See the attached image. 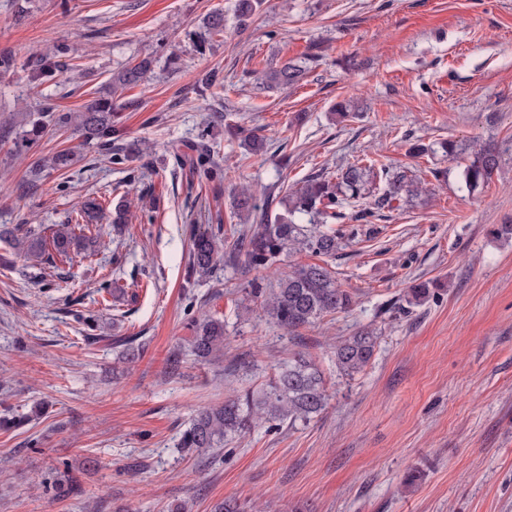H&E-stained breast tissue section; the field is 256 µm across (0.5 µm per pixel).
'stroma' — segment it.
<instances>
[{
	"mask_svg": "<svg viewBox=\"0 0 512 512\" xmlns=\"http://www.w3.org/2000/svg\"><path fill=\"white\" fill-rule=\"evenodd\" d=\"M235 4L0 0V53L13 57L0 71V225L64 224L88 200L131 205L122 229L89 223L50 264L0 239V413L46 404L0 429V512H211L227 498L259 512H512V0H263L244 28ZM214 12L224 34L197 52L190 35ZM58 44L69 48L61 68L33 84V62ZM148 56L140 85L111 91L113 75ZM286 60L306 67L294 88L256 82ZM212 69L224 89L200 96ZM105 95L119 105L113 142L146 153L116 164L85 146L69 170L32 181L36 158L68 142L19 149L26 113ZM343 100L344 118L332 111ZM215 112L259 131L265 148L211 127L220 171L200 180L173 151ZM486 144L500 166L468 192L462 173ZM367 158L408 169L423 191L359 225L335 258L294 251L275 271L235 261L189 277L192 232L246 227L235 188L276 214L311 173ZM324 261L353 296L348 310L290 332L248 295L251 282L272 288ZM429 281V297L409 302ZM206 316L224 322V355L211 362L186 350L191 321ZM365 327L378 336L371 361L340 375L336 341ZM132 347L139 358L121 363ZM300 352L324 375L320 414L217 451L180 448L199 408L265 386ZM66 473L75 493L58 487Z\"/></svg>",
	"mask_w": 512,
	"mask_h": 512,
	"instance_id": "35a3bbf8",
	"label": "stroma"
}]
</instances>
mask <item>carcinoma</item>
I'll use <instances>...</instances> for the list:
<instances>
[{"label": "carcinoma", "mask_w": 512, "mask_h": 512, "mask_svg": "<svg viewBox=\"0 0 512 512\" xmlns=\"http://www.w3.org/2000/svg\"><path fill=\"white\" fill-rule=\"evenodd\" d=\"M262 0H237L236 17L245 26L261 6ZM207 35L195 40L197 50L205 48L208 40L224 34V15L217 13L208 18ZM151 64L144 58L132 63L113 77L114 88L125 89L140 83ZM58 63L52 57H42L32 68V80L41 83L57 71ZM306 68L292 61L261 72L260 80L271 90H285L297 84ZM112 99L94 98L77 112H42L32 121L31 129L24 131L20 142L25 146L35 144L53 127L56 131L72 130L82 137L85 145H96L112 150ZM210 129H204L191 143L174 154L180 168L209 173L210 146L207 142ZM123 153L116 158L121 162L140 156L135 145L114 149ZM79 156L69 148L51 156L41 157L33 163L32 172L39 175L43 169L66 170L76 164ZM500 158L495 149L486 147L475 153V158L464 172L466 186L476 189L491 179L499 168ZM383 181L382 194L371 203L364 202L369 180ZM418 192V185L405 170L383 167L375 170L374 163H352L330 176L325 173L311 175L297 184L285 196L284 211L268 217V209L258 205L254 196L242 189L233 200L239 215L252 220L249 228L241 231L233 241L224 237L222 225L210 230L195 231L191 236V273L207 278L212 276L224 258L232 255L244 259L254 268H271L277 265L288 251L308 250L328 258L336 257L344 241L356 235L355 229L332 223L346 218L344 209L358 207L352 220L370 224L380 211L392 206L403 197ZM305 218L308 224L299 223ZM21 235L15 237L19 253L36 259H45L46 240L41 231L20 225ZM79 241L68 224H60L52 232L54 250L68 254L71 245ZM250 294L260 300V306L280 327L294 331L314 323L319 318L347 310L352 303L351 294L338 285L333 272L326 265L307 264L295 267L280 278L271 291L259 282H252ZM189 339L191 352L201 360L224 354V321L213 318L191 322ZM378 343V336L371 329L336 344L334 359L337 371L344 376L360 372L371 360ZM326 394L323 378L315 363L300 353L278 374L275 381L258 391L245 393L222 403L199 410L191 426L183 433L179 446L189 451H208L221 448L224 443L263 423H294L319 414L325 407Z\"/></svg>", "instance_id": "obj_1"}]
</instances>
